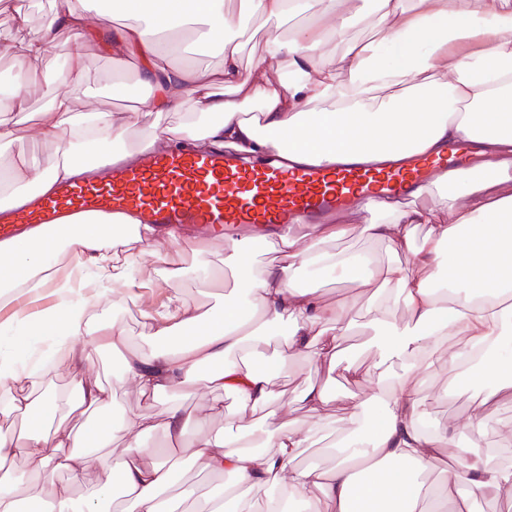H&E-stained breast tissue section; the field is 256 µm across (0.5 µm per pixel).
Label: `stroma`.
Here are the masks:
<instances>
[{
  "label": "stroma",
  "instance_id": "obj_1",
  "mask_svg": "<svg viewBox=\"0 0 512 512\" xmlns=\"http://www.w3.org/2000/svg\"><path fill=\"white\" fill-rule=\"evenodd\" d=\"M307 20L308 17L304 14L290 20L259 16L243 18V68H250L261 59L267 33L286 32ZM86 65L87 81L76 94L81 109H109L127 113L138 106L144 90L138 82L140 63L137 59H128L124 69L113 71L111 59L98 43L93 42L87 49ZM112 74L120 81L121 91L112 90L108 82V77ZM202 240L208 243L206 258L214 268L213 278L208 282L203 279L199 268L201 258L196 253L197 245ZM178 248L185 256L186 272L177 288H169L161 275L162 257L166 248L160 245L153 252L133 255V272L129 281L127 284L115 286L114 305L100 312L103 319L114 321L122 327L132 342H141L143 332L149 327L145 318L146 311L167 303L171 293H179L187 303L196 306L200 313L206 315H217L224 310V298L231 294L234 279L225 273L223 236L210 234L202 239L196 235L185 234L181 236ZM302 280L304 286L316 289L325 302L346 304L353 329L341 338L340 346L345 351L356 353L361 366L371 364L372 355L365 348L367 335L364 329L368 319L367 304L372 294L371 289L358 281L341 282L329 278L319 266L307 268ZM460 345V340L452 337L441 341L434 348L436 364L422 374L429 390L436 393L435 399L428 405L427 426L432 430L450 427L457 420L480 410L484 402H491L497 421L496 433L477 446L462 434L457 438V446L469 455L490 454L502 464L512 465V395L502 394L500 385L481 384L474 380L469 381L465 388H458L460 371L448 366L446 359L449 350ZM93 357L96 366L103 371L102 383L112 391L113 419L118 420L126 414L139 411L142 407L141 400L119 378L120 355L101 349L94 352ZM274 385L280 397L279 402L270 403L265 408L244 416L239 413L236 398L228 394L216 398L202 390L197 394L184 396L181 403L187 411L207 419L216 430L228 429L231 423L243 417L247 418L252 434L257 435L274 421L286 418L303 420L305 414L294 406V399L308 386H325L329 390L326 412L331 427L324 431L322 441L305 450L302 460L306 463L332 466L333 460L328 454L327 446L336 438L334 430L341 426L343 419L363 400L365 393L370 390L369 384L352 382L337 374H326L315 370L305 360L295 359L279 372L274 379ZM282 402L287 403V412L279 411L278 405ZM174 479L177 489L190 487L199 495H213L224 487L223 476L200 472L187 450L179 453Z\"/></svg>",
  "mask_w": 512,
  "mask_h": 512
}]
</instances>
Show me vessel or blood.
Wrapping results in <instances>:
<instances>
[{
	"label": "vessel or blood",
	"instance_id": "vessel-or-blood-1",
	"mask_svg": "<svg viewBox=\"0 0 512 512\" xmlns=\"http://www.w3.org/2000/svg\"><path fill=\"white\" fill-rule=\"evenodd\" d=\"M469 163L468 146L418 154L398 166H287L271 153L243 167L229 153L175 149L142 152L135 165L109 164L98 177L60 186L48 197L0 212V239L23 227H52L68 214L135 215L144 224L194 225L205 234L242 224L312 226L362 200L410 196L418 187Z\"/></svg>",
	"mask_w": 512,
	"mask_h": 512
}]
</instances>
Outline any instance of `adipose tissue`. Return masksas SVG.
Here are the masks:
<instances>
[{"mask_svg":"<svg viewBox=\"0 0 512 512\" xmlns=\"http://www.w3.org/2000/svg\"><path fill=\"white\" fill-rule=\"evenodd\" d=\"M376 2L370 37L349 36L363 18L349 10V0H320L319 14L296 36L269 34L261 61L247 70L241 66L240 22L226 13L224 0H98L94 26L72 0H60L48 24L19 11L0 28V44L22 67L49 56L59 33L70 35L64 89L37 116L36 133L53 152L40 163L20 153L0 166V205L33 190L52 194L81 173V149L90 143L115 160L187 140L198 151L224 148L248 158L277 149L294 162L331 166L354 153L378 162L435 153L451 141L484 146L468 170L419 188L433 207L397 197L366 199L312 233L281 231L279 260L259 270L248 266L243 239L226 238L224 262L241 273L235 299L225 303L223 317L207 319L172 294L164 310L149 316L153 335L165 340L161 346L128 349L123 329L98 310L109 302L108 287L129 274L132 256L117 251V241L131 237L148 253L158 239L177 241V230L128 217L59 224L0 242L1 305L21 297L34 302L48 290L57 297L52 309L25 317L22 330L0 350V383L13 388L8 410L29 423L25 429L0 427V512H23L9 466L25 449L43 445L49 451L28 477L35 512H110L118 485L126 512H163L174 474L140 442L154 432L170 448L192 449L202 470L227 477L219 498L181 491L192 512H224L228 498L236 512H276V502L290 499L302 501L306 512H477L480 502L512 503V467L489 456L448 466L433 503H426L415 486L417 471L456 447L459 433L479 442L494 432L495 422L480 414L459 429L428 430L426 404L411 383L415 371L432 367L430 346L450 336L463 344L449 352V364L465 369L477 359L478 380H500L512 364V0ZM119 15L124 24H115ZM182 29L218 52V68L199 71L175 61L160 34ZM92 40L113 68L132 57L140 61L146 97L124 121L76 106L72 90L85 82V47ZM332 41L343 46L334 59L325 52ZM188 102L194 105L189 120L159 127L157 115L181 112ZM421 225L426 232L418 240L414 231ZM356 231L392 253L412 254V264L373 267L364 255L324 251V244ZM313 264L337 280L373 285L371 372H360L355 359L339 350L350 327L346 305L326 303L314 289L300 287L299 272ZM396 302L407 309L408 323L389 319ZM281 321L291 325L289 358L371 385L339 430L333 467L300 459L328 425L321 415L328 393L320 386L298 396L309 422L270 426L261 455L248 431H211L206 419L176 403L161 419L146 409L112 419V396L93 373L91 350L122 353L120 377L142 399L199 383L210 393L234 395L241 410H255L272 400L277 366L251 365L243 356ZM51 336L59 341L54 370L74 382L67 400L41 387L39 370L19 367L37 340ZM398 362L401 373L390 374ZM57 404L82 410L85 424L54 427L47 411ZM121 434L128 442L113 464L116 484L95 486L81 501L59 493L58 473L86 482L99 465L100 449Z\"/></svg>","mask_w":512,"mask_h":512,"instance_id":"ef3b65f1","label":"adipose tissue"}]
</instances>
